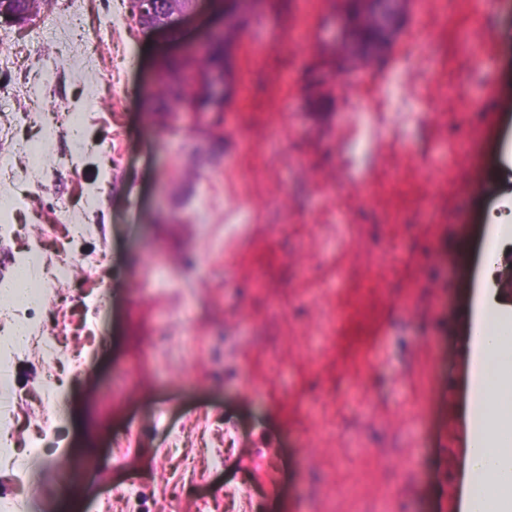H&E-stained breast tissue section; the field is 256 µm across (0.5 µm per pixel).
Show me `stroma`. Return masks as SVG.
I'll use <instances>...</instances> for the list:
<instances>
[{
    "instance_id": "1",
    "label": "stroma",
    "mask_w": 512,
    "mask_h": 512,
    "mask_svg": "<svg viewBox=\"0 0 512 512\" xmlns=\"http://www.w3.org/2000/svg\"><path fill=\"white\" fill-rule=\"evenodd\" d=\"M81 6L85 27L109 37L93 71L78 42L57 43L65 5L0 21V152L12 155L0 182L16 184L0 279L34 240L41 266L70 268L18 314L34 340L0 396L20 445L0 498L38 437L52 450L40 512H197L204 496L208 512H441L442 442L470 407L462 336L481 273L475 256L459 275L461 248L486 238L487 209L512 202L484 193L482 163L512 153V115L488 94L512 85V53L491 59L477 45L512 34V0L444 37L445 0H414L372 68L341 51L350 30L336 0H262L242 29L260 20L277 32L295 13L291 50L269 41L257 58L237 41L249 91L220 112H171L153 93L155 36L130 0ZM319 91L330 110L314 121ZM62 104L111 155L74 156L53 119ZM448 177L452 192L433 198ZM62 201L83 235L55 223ZM376 274L387 336L357 374L332 349L336 293ZM55 320L67 329L48 350L38 339ZM49 372L71 409L47 422ZM86 444L95 452L67 509L55 472ZM132 482L137 496L118 501Z\"/></svg>"
}]
</instances>
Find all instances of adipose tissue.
<instances>
[{
    "mask_svg": "<svg viewBox=\"0 0 512 512\" xmlns=\"http://www.w3.org/2000/svg\"><path fill=\"white\" fill-rule=\"evenodd\" d=\"M503 309L489 289L475 290L467 343L474 358L493 363L495 373L484 381L481 435L467 439L463 460L467 483L481 489L463 496L461 512H512V426L500 421L512 405V326L501 321Z\"/></svg>",
    "mask_w": 512,
    "mask_h": 512,
    "instance_id": "1",
    "label": "adipose tissue"
}]
</instances>
